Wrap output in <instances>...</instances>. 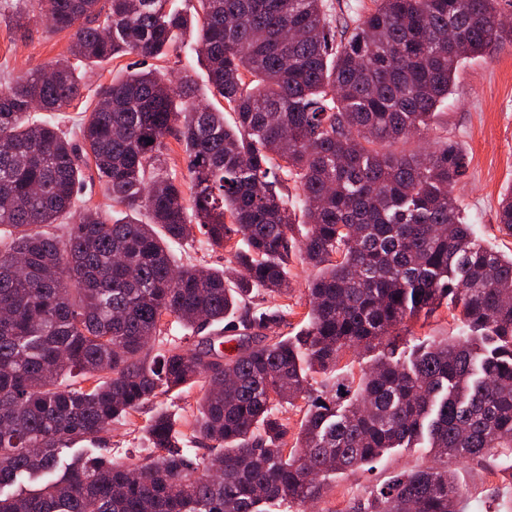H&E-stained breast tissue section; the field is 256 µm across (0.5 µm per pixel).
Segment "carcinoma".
Here are the masks:
<instances>
[{
	"label": "carcinoma",
	"mask_w": 512,
	"mask_h": 512,
	"mask_svg": "<svg viewBox=\"0 0 512 512\" xmlns=\"http://www.w3.org/2000/svg\"><path fill=\"white\" fill-rule=\"evenodd\" d=\"M39 5L71 43L0 83V512H305L330 478L421 440L435 463L353 512H460L451 464L496 455L512 469V256L457 205L463 149L387 150L428 137L464 61L512 43L498 0H373L339 30L324 0H194L193 23L170 0ZM194 31L231 124L187 78L147 66ZM123 56L134 68L64 128L83 87L72 60ZM173 133L186 182L161 160ZM83 156L129 214L82 201ZM288 180L297 209L276 190ZM497 219L512 236V191ZM197 233L244 274L177 264L172 246ZM294 256L318 273L307 322L282 336ZM250 294L274 304L234 316ZM441 307L459 334L414 336L412 357L395 358L407 324ZM171 321L191 335L155 348ZM222 322L221 352L197 335ZM350 349L380 353L358 376L347 364L331 391L313 387ZM194 388L180 426L161 398ZM149 402L148 480L101 452L61 465L60 450L102 449ZM286 404L302 413L291 447ZM24 476L43 483L4 492Z\"/></svg>",
	"instance_id": "cac0c4a2"
}]
</instances>
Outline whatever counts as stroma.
Listing matches in <instances>:
<instances>
[{"label":"stroma","mask_w":512,"mask_h":512,"mask_svg":"<svg viewBox=\"0 0 512 512\" xmlns=\"http://www.w3.org/2000/svg\"><path fill=\"white\" fill-rule=\"evenodd\" d=\"M69 44V32L49 30L39 21L29 22L26 30L17 29L14 15L0 5V79L20 76L67 56ZM129 62L124 56L85 67L84 86L68 112L70 119L91 112L100 87L121 76ZM159 64L162 72L173 78L191 76L198 97L212 101L206 70L191 49L168 55ZM445 141L456 142L468 154L466 175L454 189L468 223L481 240L499 251L511 252L512 237L499 231L497 211L502 195L512 188V45L491 48L461 67L452 93L438 109L429 142H399L392 149L418 151ZM315 274V268L292 261L289 276L294 312L281 326V335L293 336L301 329L309 310L305 286ZM153 413V405L148 404L130 422L113 424V457L140 464L152 456L142 428ZM432 463L429 449H393L373 467L338 476L318 502L316 512H349L353 502L366 498L393 472ZM454 477L465 493L462 512H512V470L503 472L496 463L467 460L455 467Z\"/></svg>","instance_id":"1"}]
</instances>
